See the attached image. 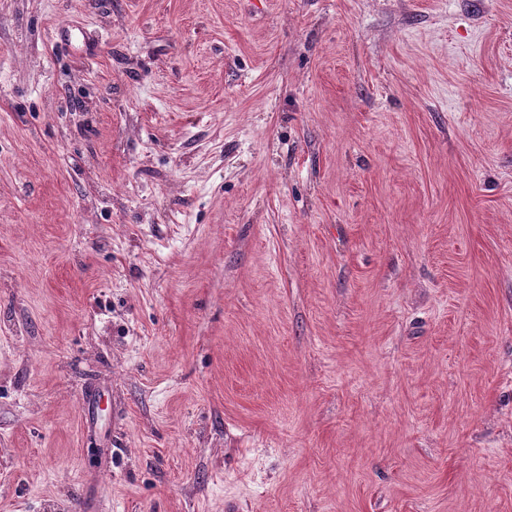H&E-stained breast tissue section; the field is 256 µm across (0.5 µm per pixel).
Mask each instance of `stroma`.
<instances>
[{
  "mask_svg": "<svg viewBox=\"0 0 512 512\" xmlns=\"http://www.w3.org/2000/svg\"><path fill=\"white\" fill-rule=\"evenodd\" d=\"M512 512V0H0V512Z\"/></svg>",
  "mask_w": 512,
  "mask_h": 512,
  "instance_id": "35a3bbf8",
  "label": "stroma"
}]
</instances>
